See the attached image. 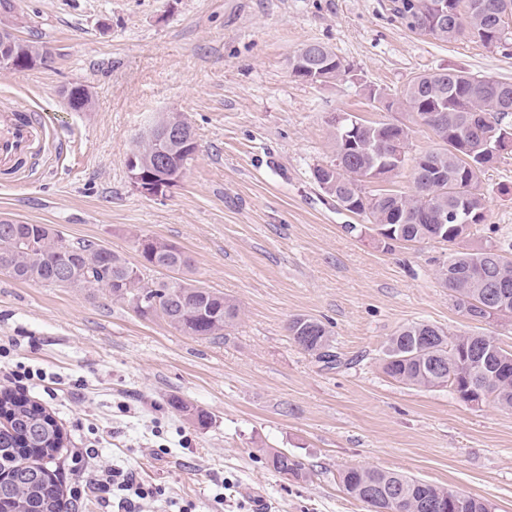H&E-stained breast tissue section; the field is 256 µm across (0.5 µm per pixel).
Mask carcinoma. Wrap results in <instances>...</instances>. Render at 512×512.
I'll use <instances>...</instances> for the list:
<instances>
[{"label": "carcinoma", "instance_id": "obj_1", "mask_svg": "<svg viewBox=\"0 0 512 512\" xmlns=\"http://www.w3.org/2000/svg\"><path fill=\"white\" fill-rule=\"evenodd\" d=\"M435 0H389L388 11L412 33L422 30L423 8ZM448 22L433 38L443 42L469 40L504 48L512 42V0H485L481 14L470 11L472 0H444ZM305 44L288 59L292 75L335 80L349 73L344 61L325 45L318 55ZM43 43L12 36L0 42V57L40 65ZM63 95L75 111L92 103L86 85L74 83ZM369 98L386 109L397 104L428 127L437 148L414 158V191H387L368 195L364 184L386 180L380 151L394 150L387 123H366L350 141L336 126L335 159L313 169L322 176V189L337 204L371 218L385 245L429 240L454 242L471 235L484 223L486 201L480 181L491 160L483 157L486 145L512 131V84L492 76H476L448 68L415 77L398 102L385 93L369 90ZM198 143L191 124L180 112H167L136 139L128 158L130 174H139L164 196L176 177L194 159ZM461 211L463 221L435 224L429 213ZM141 262L130 263L122 254L92 241H72L48 224L0 221V270L30 285L74 288L93 297L108 287L112 299L131 308L141 319L161 318L186 336L222 339L239 318V308L224 293L201 288L184 277L189 267L185 252L173 243L149 235L135 239ZM164 270L153 277L148 272ZM442 287L451 292L455 306L472 320L489 323L512 315V256L490 241L457 252L437 270ZM288 335L324 366H347L333 350L331 330L321 320L295 315ZM383 372L397 383L418 388H450L465 403L473 396L512 408V350L501 348L484 333L463 334L454 340L438 326L413 323L391 336L381 359ZM62 442L54 418L37 404L0 395V512H69L49 464ZM265 463L273 470L302 476L303 463L288 453H270ZM343 486L367 508L384 512H432L429 505L448 502L450 490L404 474L353 467L343 472Z\"/></svg>", "mask_w": 512, "mask_h": 512}]
</instances>
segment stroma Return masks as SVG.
<instances>
[{"mask_svg": "<svg viewBox=\"0 0 512 512\" xmlns=\"http://www.w3.org/2000/svg\"><path fill=\"white\" fill-rule=\"evenodd\" d=\"M385 0H13L0 26L47 42L52 63L0 71V109L46 118L34 167L0 175V220L49 224L135 263L147 234L181 247L195 285L224 292L240 318L223 340L143 320L104 295L15 281L0 270V336L10 362L43 368L52 393L26 390L59 424L52 467L64 487L71 452L90 430L103 459L161 486L152 512H367L347 495L352 467L395 471L512 512V409L461 402L450 389L396 383L382 350L401 327L487 333L512 350V318L468 319L436 269L454 250L512 245V159L481 182L486 221L456 243L387 248L366 216L337 205L312 178L334 158L332 117L353 113L410 131L412 158L435 146L397 99L418 74L461 68L512 82V45L442 42L392 21ZM322 43L344 77H294L289 57ZM89 87L77 112L62 90ZM162 112L183 113L199 149L177 187L141 194L127 160ZM305 314L330 322L347 367L329 369L288 334ZM204 410L199 425L175 408ZM134 413L120 410V403ZM297 456L306 476L267 467V451Z\"/></svg>", "mask_w": 512, "mask_h": 512, "instance_id": "35a3bbf8", "label": "stroma"}]
</instances>
